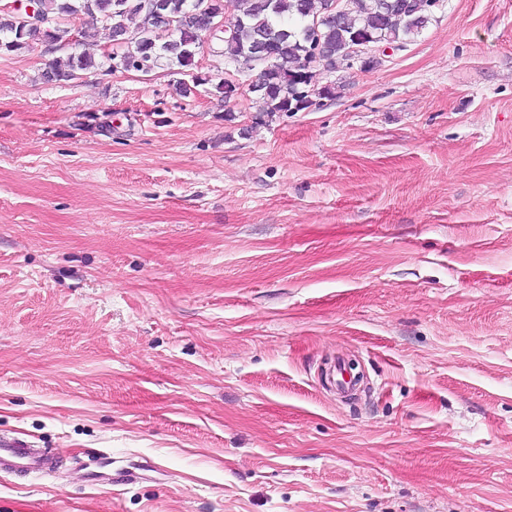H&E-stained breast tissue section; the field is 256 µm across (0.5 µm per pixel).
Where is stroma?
<instances>
[{
  "mask_svg": "<svg viewBox=\"0 0 512 512\" xmlns=\"http://www.w3.org/2000/svg\"><path fill=\"white\" fill-rule=\"evenodd\" d=\"M66 55L0 54V512H512V0L271 117ZM48 452L32 448L20 438H0V471L4 473H47L53 468Z\"/></svg>",
  "mask_w": 512,
  "mask_h": 512,
  "instance_id": "1",
  "label": "stroma"
}]
</instances>
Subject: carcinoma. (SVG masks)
<instances>
[{
	"instance_id": "1",
	"label": "carcinoma",
	"mask_w": 512,
	"mask_h": 512,
	"mask_svg": "<svg viewBox=\"0 0 512 512\" xmlns=\"http://www.w3.org/2000/svg\"><path fill=\"white\" fill-rule=\"evenodd\" d=\"M134 0H40L42 27L28 23L26 16L0 18V52L12 53L34 43L50 46L71 44L72 31L54 21L86 14L103 23L112 41L134 39L137 61L131 70L153 71L166 58L180 67L188 80L179 82L187 96L192 89L210 83L197 70L195 57L205 39L217 35L214 23L224 17L223 0H156L152 8L133 7ZM433 0H345L344 10H329L330 0H236V14L228 20L233 30L222 36L224 56L233 64L257 71L248 84L260 111L301 112L313 102L306 89H323L324 97L336 94L337 86L315 82L317 57L350 60L351 49L359 41L391 42L404 45L428 27ZM176 18L168 29L166 18ZM138 20L130 28L132 20ZM276 53L269 70L259 63L268 50ZM113 56L102 59L86 52H74L42 73L47 83L66 84L87 73H112Z\"/></svg>"
}]
</instances>
